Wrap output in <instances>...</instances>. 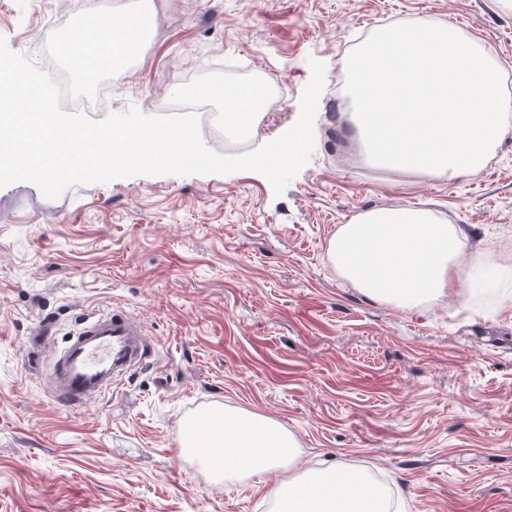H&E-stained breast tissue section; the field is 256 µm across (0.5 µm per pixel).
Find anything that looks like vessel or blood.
I'll list each match as a JSON object with an SVG mask.
<instances>
[{
	"label": "vessel or blood",
	"instance_id": "vessel-or-blood-1",
	"mask_svg": "<svg viewBox=\"0 0 512 512\" xmlns=\"http://www.w3.org/2000/svg\"><path fill=\"white\" fill-rule=\"evenodd\" d=\"M146 353L143 327L128 312L115 309L88 319L52 364V397L64 408L85 405L111 391Z\"/></svg>",
	"mask_w": 512,
	"mask_h": 512
}]
</instances>
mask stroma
Instances as JSON below:
<instances>
[{
    "label": "stroma",
    "instance_id": "1",
    "mask_svg": "<svg viewBox=\"0 0 512 512\" xmlns=\"http://www.w3.org/2000/svg\"><path fill=\"white\" fill-rule=\"evenodd\" d=\"M131 0H0V35L44 71L47 36ZM150 37L92 119L263 76L277 95L250 149L297 120L325 65L311 161L275 194L261 174L137 175L55 200L0 187V512H273L272 473L219 477L182 452L185 421L272 419L301 467L380 481L394 512H512V126L475 176L367 162L336 98L342 62L378 29L430 19L496 50L512 98V0H152ZM426 208L468 236L463 274L497 281L414 308L343 277L328 246L384 206ZM121 308L149 349L111 395L68 410L46 384L87 318Z\"/></svg>",
    "mask_w": 512,
    "mask_h": 512
}]
</instances>
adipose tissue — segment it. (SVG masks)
<instances>
[{"instance_id":"1","label":"adipose tissue","mask_w":512,"mask_h":512,"mask_svg":"<svg viewBox=\"0 0 512 512\" xmlns=\"http://www.w3.org/2000/svg\"><path fill=\"white\" fill-rule=\"evenodd\" d=\"M223 100L225 117L241 130L264 107L248 84L234 87ZM465 240L458 225L430 210L382 207L342 225L329 255L337 270L367 293L409 306L453 288ZM241 421V427L203 435L200 455L227 471L282 473L274 491L278 512H382L380 491L369 480L342 467L287 474L296 457L293 438L268 418L247 414Z\"/></svg>"}]
</instances>
